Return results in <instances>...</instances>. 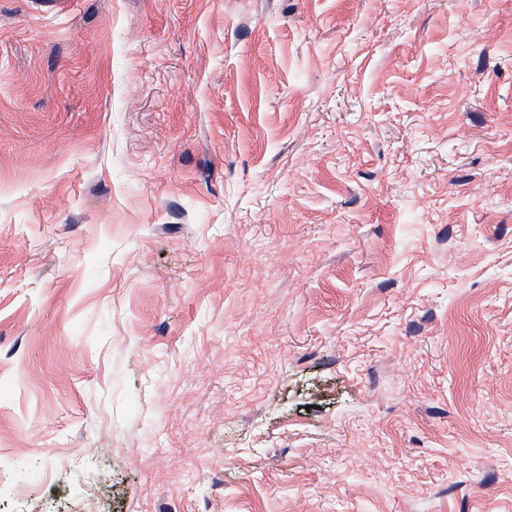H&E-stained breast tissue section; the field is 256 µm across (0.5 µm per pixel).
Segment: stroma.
Here are the masks:
<instances>
[{"label": "stroma", "instance_id": "35a3bbf8", "mask_svg": "<svg viewBox=\"0 0 512 512\" xmlns=\"http://www.w3.org/2000/svg\"><path fill=\"white\" fill-rule=\"evenodd\" d=\"M0 512H512V0H0Z\"/></svg>", "mask_w": 512, "mask_h": 512}]
</instances>
